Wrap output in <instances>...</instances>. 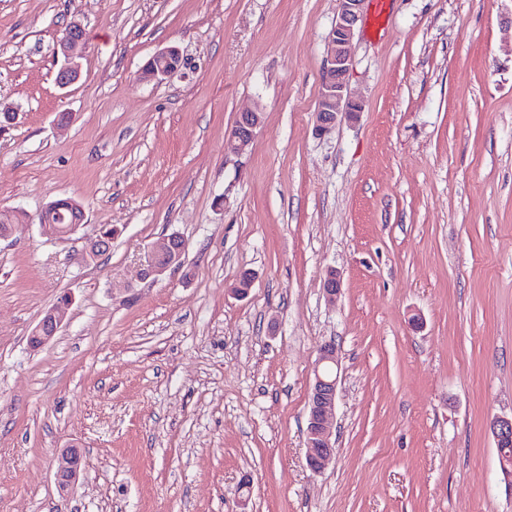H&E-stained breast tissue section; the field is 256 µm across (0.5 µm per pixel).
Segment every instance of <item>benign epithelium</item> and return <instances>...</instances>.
I'll return each mask as SVG.
<instances>
[{
	"instance_id": "obj_1",
	"label": "benign epithelium",
	"mask_w": 512,
	"mask_h": 512,
	"mask_svg": "<svg viewBox=\"0 0 512 512\" xmlns=\"http://www.w3.org/2000/svg\"><path fill=\"white\" fill-rule=\"evenodd\" d=\"M364 0H338L334 26L328 39L327 55L321 91L314 112L315 132L322 136L329 133L338 122L354 119L361 111V105L349 91L348 77L352 68L350 45L363 13ZM85 48V30L77 21L69 22L57 41L56 51L64 58L57 73L56 84L66 89L77 83L81 77L79 59ZM184 59L180 49L169 46L156 52L141 71L143 81H161L180 70ZM263 122L259 108L239 113L235 124L226 136L225 148L234 155L242 154L254 139L257 128ZM40 226L45 234L60 237L75 232L81 223H72L67 228L44 217ZM111 237L102 233L91 240L82 255V261L90 264L109 249ZM187 252L186 241L178 234L165 235L153 242L147 249L145 261L138 277L157 280L168 272L179 270L184 265ZM341 291L338 273L330 269L323 280V293L330 301L336 300ZM64 311L54 306L43 314L29 336V345L38 349L53 340L59 332ZM338 351L335 343L329 341L318 349L313 370V383L309 396L307 422L306 462L310 470L320 472L332 461L336 453L333 440V426L336 410L338 385ZM496 447L512 445V418L496 417L490 424ZM82 456L80 449L70 446L57 451L54 458V479L60 496L68 495L71 486L78 480Z\"/></svg>"
}]
</instances>
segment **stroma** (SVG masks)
Returning <instances> with one entry per match:
<instances>
[{"mask_svg":"<svg viewBox=\"0 0 512 512\" xmlns=\"http://www.w3.org/2000/svg\"><path fill=\"white\" fill-rule=\"evenodd\" d=\"M337 9L0 0V104L15 114L0 209L26 214L0 240V512H512L489 430L512 415V0H390L377 26L363 13L349 79L362 110L320 138ZM73 20L81 78L61 89ZM168 46L184 66L141 82ZM253 107L252 143L226 154ZM60 198L85 220L55 240L39 213ZM103 227L110 250L82 265ZM171 233L183 268L136 282ZM57 305L61 330L31 350ZM328 341L336 454L314 473L308 403ZM70 445L82 468L63 500L53 461ZM85 48V30L77 21L69 22L57 41L56 51L64 58V63L57 73L56 84L66 89L77 83L81 77L78 60ZM262 122L263 112L257 107L240 112L226 136V150L231 154L241 155L254 139Z\"/></svg>","mask_w":512,"mask_h":512,"instance_id":"35a3bbf8","label":"stroma"}]
</instances>
